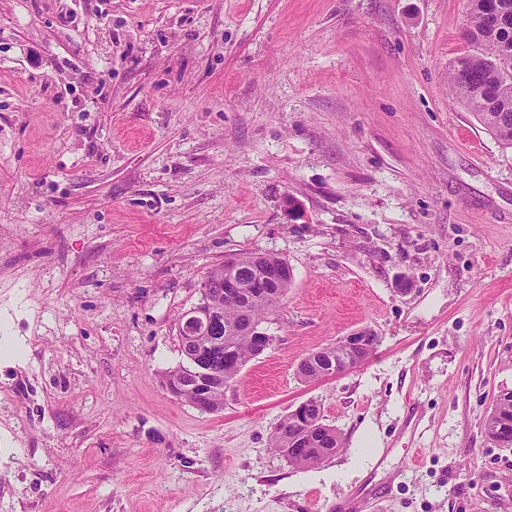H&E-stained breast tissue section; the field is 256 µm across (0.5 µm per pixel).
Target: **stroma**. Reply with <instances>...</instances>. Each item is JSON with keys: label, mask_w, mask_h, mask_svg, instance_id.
Segmentation results:
<instances>
[{"label": "stroma", "mask_w": 512, "mask_h": 512, "mask_svg": "<svg viewBox=\"0 0 512 512\" xmlns=\"http://www.w3.org/2000/svg\"><path fill=\"white\" fill-rule=\"evenodd\" d=\"M467 0H0V512H512V148L452 96ZM293 269L222 411L178 324ZM359 367L299 377L361 328ZM320 403L343 450L270 447ZM188 371L193 375L196 385V401L195 406L204 412H211L209 410L210 401V390L211 382L210 375L211 371L205 366L200 364L198 361L191 359L187 362ZM484 425L485 436L491 447H512V391L498 395Z\"/></svg>", "instance_id": "stroma-1"}]
</instances>
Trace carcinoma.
<instances>
[{
    "label": "carcinoma",
    "instance_id": "cac0c4a2",
    "mask_svg": "<svg viewBox=\"0 0 512 512\" xmlns=\"http://www.w3.org/2000/svg\"><path fill=\"white\" fill-rule=\"evenodd\" d=\"M468 23L465 38L472 47L471 53L455 61L449 70V84L459 102L472 112L484 129L503 145L512 147V0H468ZM254 254L244 253L212 269L208 275L218 279L236 269L248 273ZM265 264L282 271V285L277 289L284 296L293 280L292 268L282 257L265 254ZM275 303L259 294L243 305L224 301V321L211 327L208 335L200 338L193 348L181 350L182 355L195 353L216 373L212 390L211 408L224 406V389L229 386L247 362L259 355L252 330L262 324L265 315ZM345 354L341 345L328 346L307 354L303 358L300 376L318 381L344 364ZM185 364L181 363L166 372L164 380L183 382L185 387L178 398L194 403V390L186 385ZM322 417L321 406L310 402L308 417L298 422L288 415L274 429L270 445L285 454L288 462L299 467H313L336 455L342 448L340 433L318 434L305 426L310 420ZM485 436L493 447H512V391L498 395L496 403L485 420ZM291 454H286V449Z\"/></svg>",
    "mask_w": 512,
    "mask_h": 512
}]
</instances>
